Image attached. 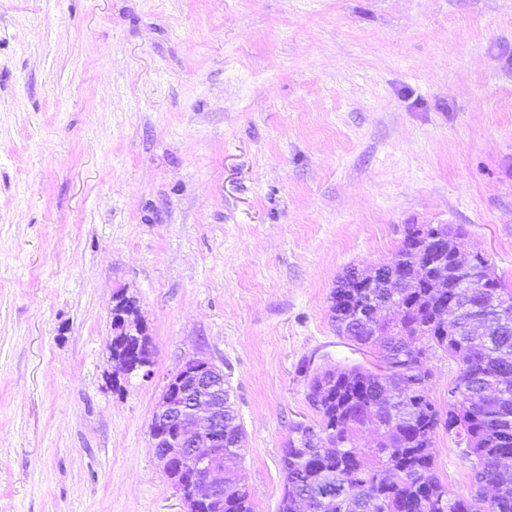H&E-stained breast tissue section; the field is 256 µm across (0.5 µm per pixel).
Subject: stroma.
<instances>
[{
  "instance_id": "35a3bbf8",
  "label": "stroma",
  "mask_w": 512,
  "mask_h": 512,
  "mask_svg": "<svg viewBox=\"0 0 512 512\" xmlns=\"http://www.w3.org/2000/svg\"><path fill=\"white\" fill-rule=\"evenodd\" d=\"M462 227L512 283V0H0V512H185L149 424L220 367L278 512L346 268ZM152 374L113 375L117 292ZM440 411L458 362L422 361ZM449 489L471 461L437 430Z\"/></svg>"
}]
</instances>
